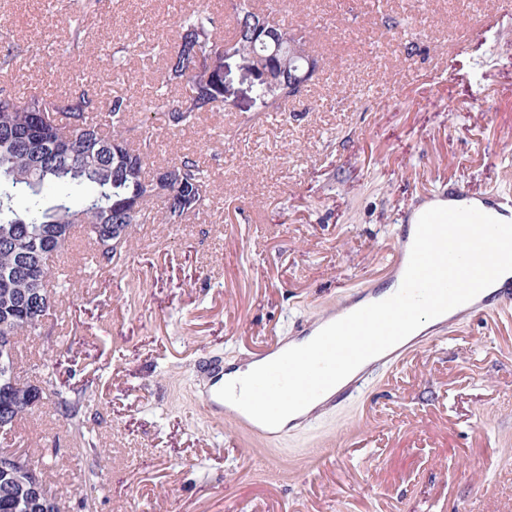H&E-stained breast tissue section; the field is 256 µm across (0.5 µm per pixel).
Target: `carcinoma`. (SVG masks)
I'll return each mask as SVG.
<instances>
[{"label": "carcinoma", "instance_id": "cac0c4a2", "mask_svg": "<svg viewBox=\"0 0 512 512\" xmlns=\"http://www.w3.org/2000/svg\"><path fill=\"white\" fill-rule=\"evenodd\" d=\"M249 0H235L233 37L217 35L214 18L201 6L179 22V40L163 50V64L155 78L152 95L140 107L149 114L141 126L139 147L124 136L131 104L123 97L101 106L98 96L81 86L60 95L22 94L0 89V343L36 330L55 307V291L49 280L55 278L50 266L44 267L48 279L37 276L32 267L51 258L68 245L75 227H83L94 253L93 266L104 269L121 260L114 254L112 225L142 224L147 219L145 206L152 199L151 179L146 167L153 153L155 122L178 129L194 123L204 112H214L224 101V50L230 47L243 54L260 55L276 81L270 92L258 87L263 112H284L288 102L300 92L288 89V56L266 57L258 37L251 29L258 17ZM69 43L79 47L84 27L79 19L64 15ZM183 87L179 100L166 90ZM106 112V119L99 118ZM31 112L42 114L44 131L35 145L21 136ZM67 136L77 154L75 160L55 152L53 144ZM165 169L180 176L172 195L162 202L159 223L185 224L206 206L209 193L207 172L196 158L180 154ZM61 186L83 193L79 206L70 195H58ZM39 292L48 296L45 313L32 309L30 300ZM24 391L0 381V421L8 434L22 419L35 413L25 407ZM56 411L67 420L78 418L81 398L67 400L52 391L45 395ZM0 512H43L32 493L7 486L0 479Z\"/></svg>", "mask_w": 512, "mask_h": 512}]
</instances>
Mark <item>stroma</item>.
I'll use <instances>...</instances> for the list:
<instances>
[{
    "label": "stroma",
    "instance_id": "stroma-1",
    "mask_svg": "<svg viewBox=\"0 0 512 512\" xmlns=\"http://www.w3.org/2000/svg\"><path fill=\"white\" fill-rule=\"evenodd\" d=\"M198 0H96L67 53L57 0H0V87L141 100L161 62L106 55L176 38ZM328 62L262 115L236 60L219 111L157 132L155 164L194 153L211 204L137 225L100 274L72 240L58 307L23 337L33 383L83 391V431L42 408L15 430L62 512H512V311L474 317L364 395L266 443L200 406V358L244 366L238 338L294 335L386 272L397 226L451 183L512 200V0H280ZM485 107H477V97ZM495 148L485 156L482 145ZM98 490H91V482Z\"/></svg>",
    "mask_w": 512,
    "mask_h": 512
}]
</instances>
